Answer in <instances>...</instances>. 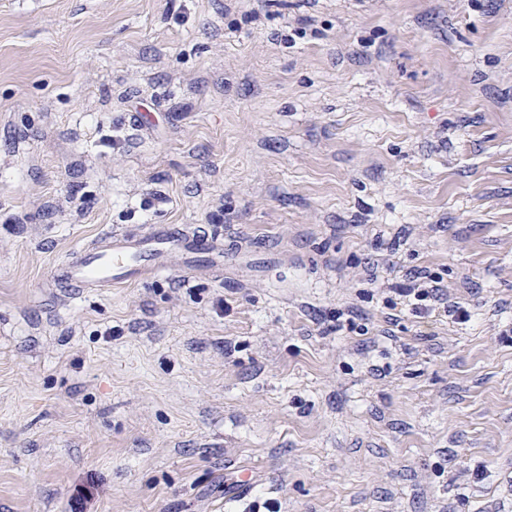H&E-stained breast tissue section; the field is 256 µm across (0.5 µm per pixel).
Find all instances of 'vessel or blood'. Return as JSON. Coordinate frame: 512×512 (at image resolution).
<instances>
[{
  "label": "vessel or blood",
  "mask_w": 512,
  "mask_h": 512,
  "mask_svg": "<svg viewBox=\"0 0 512 512\" xmlns=\"http://www.w3.org/2000/svg\"><path fill=\"white\" fill-rule=\"evenodd\" d=\"M219 251L217 241L207 233L188 232L181 224H156L141 235L109 233L92 245L75 251L58 270V277L71 296L90 288L121 287L143 275L166 269L170 255L182 257L187 267L203 268Z\"/></svg>",
  "instance_id": "b4317fda"
}]
</instances>
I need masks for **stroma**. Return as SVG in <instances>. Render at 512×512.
I'll return each instance as SVG.
<instances>
[{
  "label": "stroma",
  "mask_w": 512,
  "mask_h": 512,
  "mask_svg": "<svg viewBox=\"0 0 512 512\" xmlns=\"http://www.w3.org/2000/svg\"><path fill=\"white\" fill-rule=\"evenodd\" d=\"M154 224L222 271L59 288ZM268 500L512 512V0H0V512ZM438 283L439 281L432 273L421 270L413 277L397 283L394 288H389L395 294V298L391 297L387 302L393 307L397 304L408 307L416 316L437 311L438 314L448 315L456 323L468 321L470 310L457 302L447 305V302L441 299ZM398 300L400 303L397 302Z\"/></svg>",
  "instance_id": "obj_1"
}]
</instances>
